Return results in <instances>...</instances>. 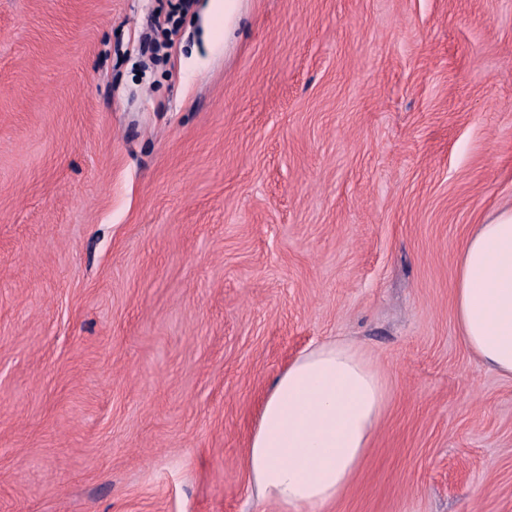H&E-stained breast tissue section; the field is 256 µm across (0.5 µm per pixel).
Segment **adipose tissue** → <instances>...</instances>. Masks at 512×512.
<instances>
[{
  "label": "adipose tissue",
  "instance_id": "1",
  "mask_svg": "<svg viewBox=\"0 0 512 512\" xmlns=\"http://www.w3.org/2000/svg\"><path fill=\"white\" fill-rule=\"evenodd\" d=\"M459 338L476 360L512 379V207L469 235L453 288ZM388 403L381 371L360 348L320 343L272 382L243 467L279 512H323L363 465Z\"/></svg>",
  "mask_w": 512,
  "mask_h": 512
}]
</instances>
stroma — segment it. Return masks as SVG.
Wrapping results in <instances>:
<instances>
[{
  "instance_id": "1",
  "label": "stroma",
  "mask_w": 512,
  "mask_h": 512,
  "mask_svg": "<svg viewBox=\"0 0 512 512\" xmlns=\"http://www.w3.org/2000/svg\"><path fill=\"white\" fill-rule=\"evenodd\" d=\"M0 0V512H278L242 466L330 338L389 404L325 512H512L453 283L512 206V0Z\"/></svg>"
}]
</instances>
